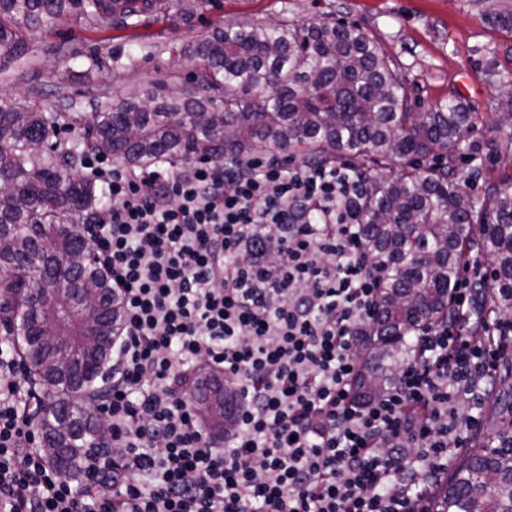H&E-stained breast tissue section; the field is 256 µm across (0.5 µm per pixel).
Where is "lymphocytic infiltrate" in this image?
<instances>
[{
    "instance_id": "1",
    "label": "lymphocytic infiltrate",
    "mask_w": 512,
    "mask_h": 512,
    "mask_svg": "<svg viewBox=\"0 0 512 512\" xmlns=\"http://www.w3.org/2000/svg\"><path fill=\"white\" fill-rule=\"evenodd\" d=\"M110 198L79 232L122 303L107 453L74 484L36 442L26 376L0 348V512H419L476 425L512 327L460 280L389 389L356 401L381 283L353 166L249 156L131 167L88 152ZM222 372L241 400L223 439L187 388Z\"/></svg>"
}]
</instances>
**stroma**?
<instances>
[{
    "mask_svg": "<svg viewBox=\"0 0 512 512\" xmlns=\"http://www.w3.org/2000/svg\"><path fill=\"white\" fill-rule=\"evenodd\" d=\"M512 0H217L191 18L150 17L135 29L67 27L35 34L31 62L0 73V95L24 99L39 92L46 111L71 96L91 109L59 120L55 141L82 140L92 112H106L114 99L185 82L194 61L179 47L225 20L268 21L281 17L344 20L363 28L383 48L413 89L421 106L454 99L482 116L499 112L512 94V33L491 26L488 12ZM67 40L81 58H48L45 49ZM105 66L85 76L90 56ZM512 137V126H478L457 150L466 170L487 161L496 141Z\"/></svg>",
    "mask_w": 512,
    "mask_h": 512,
    "instance_id": "35a3bbf8",
    "label": "stroma"
}]
</instances>
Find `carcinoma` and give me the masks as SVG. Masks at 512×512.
Returning <instances> with one entry per match:
<instances>
[{
    "label": "carcinoma",
    "instance_id": "cac0c4a2",
    "mask_svg": "<svg viewBox=\"0 0 512 512\" xmlns=\"http://www.w3.org/2000/svg\"><path fill=\"white\" fill-rule=\"evenodd\" d=\"M212 0H0V67L23 65L38 32L66 18L90 27L137 26L149 15L191 17ZM195 61L197 92L129 96L95 116L84 146L50 142L56 116L36 101L0 97V327L17 342L28 377L52 391L38 408L49 462L75 473L107 442L91 408L103 388L86 373L112 358L121 306L97 261L83 259L74 216L100 204L80 175L85 149L141 166L192 157L243 158L269 146L303 161L349 162L372 182L365 245L387 278L364 337L355 398L370 401L411 356L420 326L448 321L467 254L490 261L478 310L512 316V191L477 165L458 171L451 147L477 116L457 100L416 111L406 79L356 25L323 19L213 26L181 47ZM439 164L426 165L428 159ZM204 424L224 432L232 394L199 381ZM490 434L473 442L441 482L427 512H512V390L491 397Z\"/></svg>",
    "mask_w": 512,
    "mask_h": 512
}]
</instances>
